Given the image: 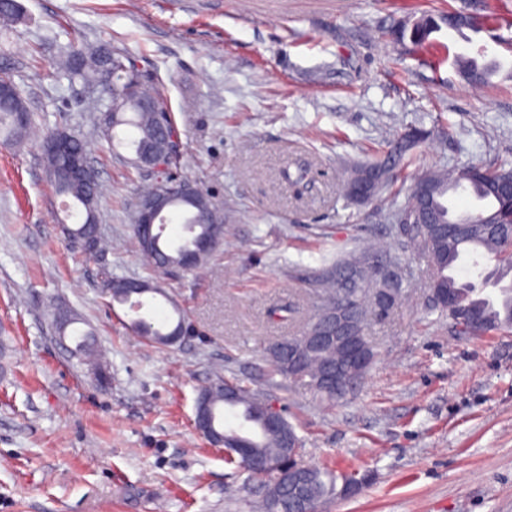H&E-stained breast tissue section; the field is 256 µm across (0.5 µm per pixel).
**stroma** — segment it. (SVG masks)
Returning <instances> with one entry per match:
<instances>
[{
	"label": "stroma",
	"mask_w": 512,
	"mask_h": 512,
	"mask_svg": "<svg viewBox=\"0 0 512 512\" xmlns=\"http://www.w3.org/2000/svg\"><path fill=\"white\" fill-rule=\"evenodd\" d=\"M0 29V74L32 116L0 144V512H254L262 495L194 426L199 388L239 381L295 425L307 465L368 475L325 512H512V328L460 335L429 300L432 276L398 221L415 180L441 167L512 163V29L396 40L421 13L464 0H19ZM106 44L135 57L167 100L172 166L224 214L223 244L193 272L157 277L132 215L150 177L112 148L105 85L57 72L64 50ZM498 57L489 83L465 82L457 54ZM427 130L394 187L348 198L352 170L382 139ZM83 138L101 187L107 243H70L42 157L45 133ZM291 179H284L283 171ZM361 256L373 360L328 401L269 374V347L302 335L322 308L318 280ZM158 282L141 314L181 311L190 336H137L107 276ZM388 276L396 298L375 306ZM76 319L58 337L55 313ZM91 333L99 382L73 351Z\"/></svg>",
	"instance_id": "stroma-1"
}]
</instances>
